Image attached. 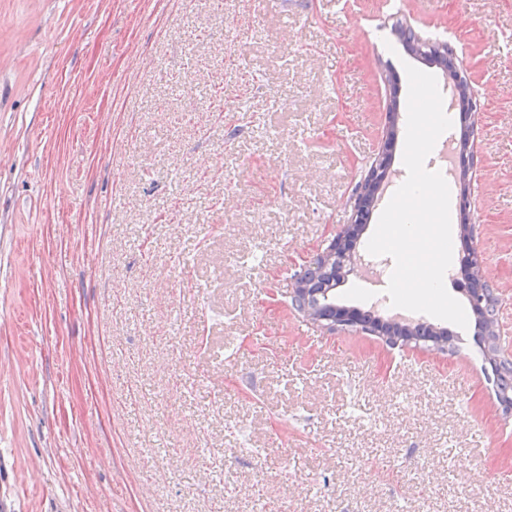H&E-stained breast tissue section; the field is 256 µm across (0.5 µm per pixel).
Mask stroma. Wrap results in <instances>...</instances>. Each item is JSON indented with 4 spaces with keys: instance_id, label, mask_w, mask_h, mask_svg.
Returning <instances> with one entry per match:
<instances>
[{
    "instance_id": "obj_1",
    "label": "stroma",
    "mask_w": 512,
    "mask_h": 512,
    "mask_svg": "<svg viewBox=\"0 0 512 512\" xmlns=\"http://www.w3.org/2000/svg\"><path fill=\"white\" fill-rule=\"evenodd\" d=\"M399 22L452 35L483 107L469 222L512 352V0H0V512H512L470 329L291 305L384 143L408 57L370 31Z\"/></svg>"
}]
</instances>
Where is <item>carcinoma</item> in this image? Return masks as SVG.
Masks as SVG:
<instances>
[{"label":"carcinoma","instance_id":"1","mask_svg":"<svg viewBox=\"0 0 512 512\" xmlns=\"http://www.w3.org/2000/svg\"><path fill=\"white\" fill-rule=\"evenodd\" d=\"M398 41L402 43L408 53L414 58L423 61L426 65H433L445 69L458 92L462 103L459 125V197H464L469 189L467 183L468 172L472 165V156L469 151L471 135L470 124L467 123L468 112L472 109L470 98L466 95L468 88L467 77L454 66L453 49L442 42H429L419 40L414 32L401 25L393 28ZM401 112L399 88L393 87L390 103L388 105L387 125V162L378 175H372L370 190L361 196L355 223L349 225L346 231L347 242L345 248L336 252V258L329 264L318 262L301 271V287L292 297V306L304 313L313 321L324 325H334L347 308L336 303V288L345 280L349 273L348 264L355 251L357 240L370 223L377 199V192L381 183L390 175L393 160V151L399 136L398 114ZM460 228L457 246L465 253L461 264L463 279L466 281L468 303V316L474 323L477 336L483 344L484 359L490 365L494 376L495 393L498 401L507 410H512V362L500 361L496 355V315L498 301L493 295L490 286L483 281L479 269L466 256L471 250L467 240L469 206L459 203ZM356 323L364 330H370L391 343H414L416 345L444 351L450 347L453 334L446 328H439L431 323H417L414 325H398L383 319L381 316L367 310L352 309Z\"/></svg>","mask_w":512,"mask_h":512}]
</instances>
